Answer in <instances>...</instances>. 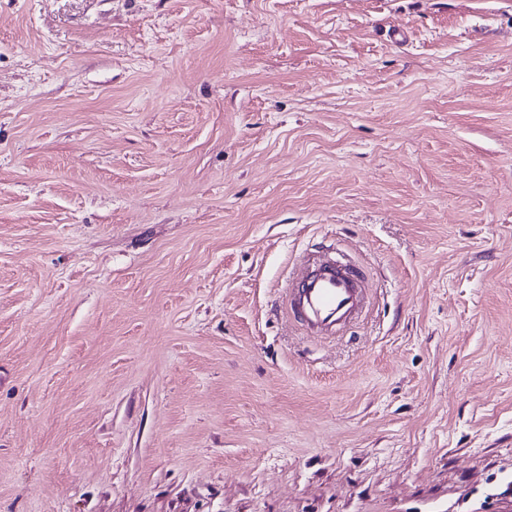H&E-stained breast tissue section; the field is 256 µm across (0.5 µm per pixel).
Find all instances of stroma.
Here are the masks:
<instances>
[{"label":"stroma","mask_w":512,"mask_h":512,"mask_svg":"<svg viewBox=\"0 0 512 512\" xmlns=\"http://www.w3.org/2000/svg\"><path fill=\"white\" fill-rule=\"evenodd\" d=\"M0 512H512V0H0ZM357 273L348 268L320 265L295 289L292 304L316 333L336 332L348 323L361 304Z\"/></svg>","instance_id":"stroma-1"}]
</instances>
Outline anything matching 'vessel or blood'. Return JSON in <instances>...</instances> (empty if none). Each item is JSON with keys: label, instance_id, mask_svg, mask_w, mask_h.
Wrapping results in <instances>:
<instances>
[{"label": "vessel or blood", "instance_id": "obj_1", "mask_svg": "<svg viewBox=\"0 0 512 512\" xmlns=\"http://www.w3.org/2000/svg\"><path fill=\"white\" fill-rule=\"evenodd\" d=\"M355 271L327 265L311 270L295 289L292 304L309 328L321 334L335 332L357 313L361 297Z\"/></svg>", "mask_w": 512, "mask_h": 512}]
</instances>
